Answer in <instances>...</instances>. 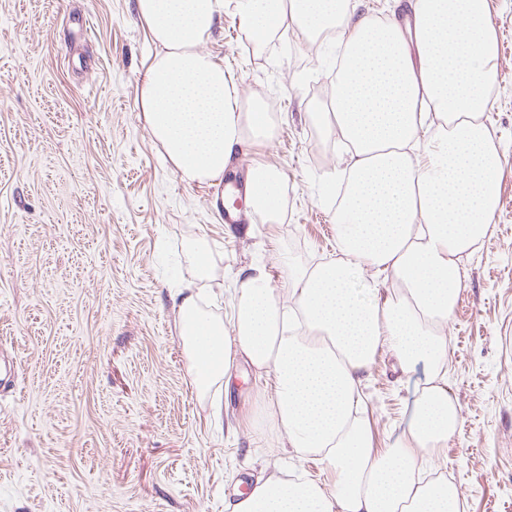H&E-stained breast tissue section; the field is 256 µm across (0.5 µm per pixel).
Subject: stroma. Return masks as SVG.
Instances as JSON below:
<instances>
[{"mask_svg": "<svg viewBox=\"0 0 512 512\" xmlns=\"http://www.w3.org/2000/svg\"><path fill=\"white\" fill-rule=\"evenodd\" d=\"M135 0H0V512H226L281 432L262 413L273 392L245 364L230 393L201 396L178 335L173 293L191 285L201 308L229 310L251 261L336 256V204L321 195L342 174L336 136L307 117L329 105L335 44L289 35L290 50L252 43L233 0L200 46L224 62L242 101L263 100L278 123L227 171L245 182L266 162L285 178L279 222L243 206L218 221L212 182L183 181L153 139L137 87L159 47ZM500 51L484 121L502 149L490 233L462 258L448 321V386L460 432L436 454L463 512H512V0H488ZM210 257L204 280L195 253ZM417 366L402 379L378 354L360 395L374 446L405 427Z\"/></svg>", "mask_w": 512, "mask_h": 512, "instance_id": "1", "label": "stroma"}]
</instances>
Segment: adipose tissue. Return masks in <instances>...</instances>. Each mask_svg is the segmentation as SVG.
<instances>
[{"label": "adipose tissue", "mask_w": 512, "mask_h": 512, "mask_svg": "<svg viewBox=\"0 0 512 512\" xmlns=\"http://www.w3.org/2000/svg\"><path fill=\"white\" fill-rule=\"evenodd\" d=\"M401 20L378 23L361 0H236L256 43L292 29L307 40L334 31L344 44L329 107L309 118L342 141L336 260L288 266L284 287L254 262L236 280L229 320L208 316L193 289L174 301L179 336L201 393L230 386L243 359L273 390L282 448L325 465L329 480L260 475L228 512H460L454 484L426 456L447 447L461 409L448 387L445 328L463 279L498 208L501 155L485 112L499 47L488 0H396ZM161 46L139 84L142 117L167 160L189 182H222L248 139L271 141L264 102L240 105L222 62L200 52L224 0H136ZM431 127L428 140L419 131ZM251 207L278 216L281 171L253 165ZM394 293H384L385 283ZM402 373L424 364L408 423L385 452L373 448L359 385L380 351Z\"/></svg>", "instance_id": "1"}]
</instances>
